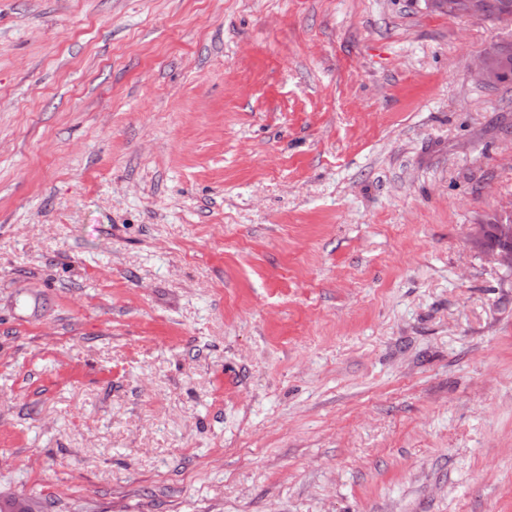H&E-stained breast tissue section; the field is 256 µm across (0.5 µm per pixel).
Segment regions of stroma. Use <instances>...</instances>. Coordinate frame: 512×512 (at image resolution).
Masks as SVG:
<instances>
[{"label":"stroma","mask_w":512,"mask_h":512,"mask_svg":"<svg viewBox=\"0 0 512 512\" xmlns=\"http://www.w3.org/2000/svg\"><path fill=\"white\" fill-rule=\"evenodd\" d=\"M512 20L0 0V493L512 512Z\"/></svg>","instance_id":"stroma-1"}]
</instances>
